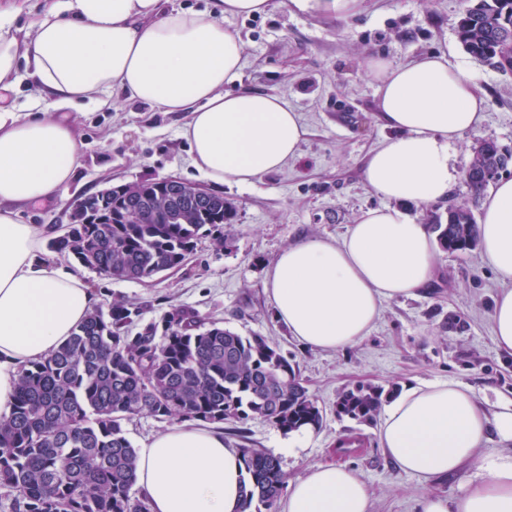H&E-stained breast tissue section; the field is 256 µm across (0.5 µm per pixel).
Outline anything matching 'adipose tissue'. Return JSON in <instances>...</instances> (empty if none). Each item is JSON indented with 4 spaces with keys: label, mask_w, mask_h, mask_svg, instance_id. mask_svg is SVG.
<instances>
[{
    "label": "adipose tissue",
    "mask_w": 512,
    "mask_h": 512,
    "mask_svg": "<svg viewBox=\"0 0 512 512\" xmlns=\"http://www.w3.org/2000/svg\"><path fill=\"white\" fill-rule=\"evenodd\" d=\"M270 0H213L207 11L166 10L163 0H52L27 28L18 7L0 8V415L9 414L21 366L60 347L98 304L72 268L46 260L54 230L26 223L21 207L62 199L79 146L56 109L111 107L109 93L165 112H185L182 135L199 172L215 184L247 185L299 155L305 128L277 94L225 93L242 67L227 16L266 12ZM381 118L397 130L369 156L364 181L386 199L340 241L288 245L265 286L275 319L303 346L337 351L361 342L384 300L414 297L435 277V238L402 206L447 193L448 144L477 130L486 109L470 79L432 52L404 65L374 58ZM31 79L44 111L5 99ZM482 252L502 288L492 311L497 346L512 353V178L492 187L478 224ZM512 442V400L487 411L453 381L405 385L386 404L378 444L421 480L461 472L451 497L427 495L419 512H512V455L481 454L489 436ZM244 464L221 428L182 421L137 451L136 485L150 512H243ZM366 484L344 465L317 464L287 481L281 512H370Z\"/></svg>",
    "instance_id": "obj_1"
}]
</instances>
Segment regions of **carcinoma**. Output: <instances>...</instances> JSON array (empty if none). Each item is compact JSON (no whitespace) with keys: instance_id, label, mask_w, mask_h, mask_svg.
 <instances>
[{"instance_id":"1","label":"carcinoma","mask_w":512,"mask_h":512,"mask_svg":"<svg viewBox=\"0 0 512 512\" xmlns=\"http://www.w3.org/2000/svg\"><path fill=\"white\" fill-rule=\"evenodd\" d=\"M458 36L467 53L512 72V0H475ZM512 154L483 141L464 172L469 190L488 185L485 172L504 171ZM85 223L51 241L52 252L115 279L143 280L183 265L200 239L224 244L222 228L235 207L213 194L209 208L172 202L155 180L86 195ZM430 222L443 252L476 247L472 211L448 203ZM384 389L359 383L343 390L336 415L371 423ZM148 415L160 422L241 423L259 418L285 433L317 428L322 412L294 366L265 336H242L186 308L142 323L126 301L96 307L47 358L20 370L8 415L0 416V489L15 494L16 512H149L132 492L136 449L124 424ZM248 512H276L285 488L278 457L240 446Z\"/></svg>"}]
</instances>
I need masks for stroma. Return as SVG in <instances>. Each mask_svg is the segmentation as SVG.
<instances>
[{"mask_svg":"<svg viewBox=\"0 0 512 512\" xmlns=\"http://www.w3.org/2000/svg\"><path fill=\"white\" fill-rule=\"evenodd\" d=\"M464 6V0H363L358 13L330 20L288 11L281 0H271L265 14L225 18V27L243 44L242 69L225 92L282 96L305 126L299 157L251 184L218 186L236 209L223 228V247L202 239L184 266L143 281L81 271L103 302H133L144 322L160 321L181 306L204 321L277 344L317 401L322 424L293 453L288 450L293 434L259 419L244 423V436L225 434L227 445L237 448L247 440L265 449L280 459L290 479L316 463L347 465L368 486L371 512H416L422 496H452L465 476L426 483L401 471L378 446V424L337 417L339 393L360 381L397 390L448 380L469 387L489 408L511 400L512 354L497 347L492 320L501 284L481 250L438 252L432 288L384 301L379 320L359 344L319 351L302 347L275 320L265 275L286 246L307 238L340 239L363 212L382 206L363 179L368 155L393 136L381 119L378 85L367 74L376 56L397 65L442 52L449 66L468 75L486 96L478 131L448 147L456 177L447 195L409 207L422 224L452 202L480 214L483 201L472 198L462 174L479 140L491 138L512 151V73L465 52L457 33ZM68 116L80 141L77 175L63 200L27 206L23 216L29 223L68 224L76 196L119 184L163 176L206 182L182 135L186 113L164 112L116 91L111 109L86 104ZM455 318L466 322L464 332L449 329ZM342 438L353 440V447L340 450Z\"/></svg>","mask_w":512,"mask_h":512,"instance_id":"stroma-1","label":"stroma"}]
</instances>
